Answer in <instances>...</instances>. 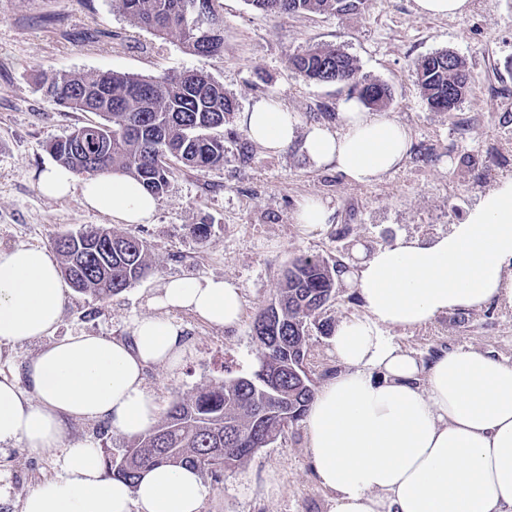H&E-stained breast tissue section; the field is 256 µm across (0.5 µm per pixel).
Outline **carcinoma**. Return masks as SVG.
Returning <instances> with one entry per match:
<instances>
[{
	"label": "carcinoma",
	"instance_id": "obj_1",
	"mask_svg": "<svg viewBox=\"0 0 512 512\" xmlns=\"http://www.w3.org/2000/svg\"><path fill=\"white\" fill-rule=\"evenodd\" d=\"M269 14L347 15L365 0H246ZM132 24L156 35L177 33L196 55L214 56L223 38L207 40L193 27L192 9L212 20L221 14L220 0H120ZM306 80L335 83L368 107H382L389 87L359 75L354 59L330 47H311L290 59ZM415 74L427 105L452 112L466 98L470 81L463 61L447 50L425 56ZM36 90L52 102L80 112H95L103 122L74 129L54 140L51 154L84 177L120 169L155 196L169 185L172 168L203 169L224 164L227 143L236 157L253 159V145L235 130L222 133L236 111L224 86L203 71L167 72L135 77L114 71L85 75L57 70L39 73ZM83 234L63 235L54 249L61 273L75 291L106 299L142 279L151 269L147 242L100 225H85ZM344 264L317 254L296 257L283 271L274 302L253 321V336L262 352L250 376L218 380L188 398L176 399L151 430L118 449L120 466L105 455V472L135 484L143 471L157 465H189L201 477L219 479L254 454L262 440H277L300 421L316 394V385L299 365L307 357L309 326L332 335L333 326L319 317L336 296V274Z\"/></svg>",
	"mask_w": 512,
	"mask_h": 512
}]
</instances>
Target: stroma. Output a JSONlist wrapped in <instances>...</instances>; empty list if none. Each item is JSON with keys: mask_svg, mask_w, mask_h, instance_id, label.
Instances as JSON below:
<instances>
[{"mask_svg": "<svg viewBox=\"0 0 512 512\" xmlns=\"http://www.w3.org/2000/svg\"><path fill=\"white\" fill-rule=\"evenodd\" d=\"M221 2L224 47L203 57L177 35L159 37L132 26L118 0H0V248L49 250L55 238L83 225L113 224L80 195L55 200L38 189L39 173L53 161L48 143L100 120L37 92L35 77L43 69L138 76L201 70L223 85L238 112L268 100L296 113L302 125L333 129L346 88L306 81L288 60L311 47H335L354 57L360 75L388 85L386 110L410 131L404 163L372 184L315 166L298 142L276 153L258 147L247 163L175 168L151 222L122 225V232L148 242L151 272L104 301L70 292L57 337L127 336L130 321L151 315L149 298L172 277L229 278L245 297L243 318L232 329L176 312L189 354L176 370L152 366L146 373L164 410L212 382L254 371L259 345L252 321L274 299L293 258L317 253L349 266L356 260L354 245L373 250L404 236L446 233L500 177L512 174V0H471L463 18L422 16L415 0H365L359 11L341 17H274L246 0ZM441 50L458 55L470 75L469 95L450 114L429 109L415 76L417 60ZM310 197L333 208L332 223L312 231L296 224V211ZM194 224L210 225L206 242L191 234ZM384 333L426 361L442 350L472 346L512 364V307L497 303ZM307 353L316 384L339 371L318 329L310 331ZM57 461V454L20 444L0 446V512H21L25 494L55 475ZM205 487L201 512L332 508V494L317 481L307 455L301 421Z\"/></svg>", "mask_w": 512, "mask_h": 512, "instance_id": "stroma-1", "label": "stroma"}]
</instances>
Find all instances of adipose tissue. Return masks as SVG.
<instances>
[{
	"mask_svg": "<svg viewBox=\"0 0 512 512\" xmlns=\"http://www.w3.org/2000/svg\"><path fill=\"white\" fill-rule=\"evenodd\" d=\"M340 110L339 129L304 127L296 113L263 100L243 127L269 151L301 142L316 166L358 184L402 165L410 145L403 124L354 96ZM38 185L49 198L80 193L125 224L148 223L158 206L119 171L81 179L54 164ZM342 278L366 315L336 324L330 343L341 369L305 415L309 458L333 494L331 512H512V364L464 346L424 362L383 334L493 301L512 307V175L448 233L359 254ZM67 293L46 249H0V343L51 339L26 366L27 389L0 379V446L60 454L55 476L26 494L22 512H200L206 488L194 469L159 465L133 485L106 476L100 448L69 442V423L105 420L127 436L151 429L159 404L145 371L178 367L188 353L172 311L230 328L242 318L241 288L224 278L169 279L150 300L158 315L134 318L129 338L58 340Z\"/></svg>",
	"mask_w": 512,
	"mask_h": 512,
	"instance_id": "adipose-tissue-1",
	"label": "adipose tissue"
}]
</instances>
